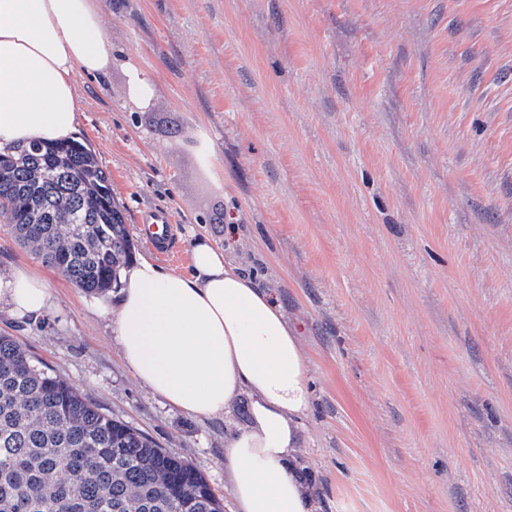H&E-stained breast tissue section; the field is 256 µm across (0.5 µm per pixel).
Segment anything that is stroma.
<instances>
[{
    "mask_svg": "<svg viewBox=\"0 0 512 512\" xmlns=\"http://www.w3.org/2000/svg\"><path fill=\"white\" fill-rule=\"evenodd\" d=\"M112 41L77 74V138L135 244L168 209L269 288L309 359L298 460L317 512H512V0H97ZM136 66L150 103L128 89ZM209 160H202L200 143ZM53 304L11 336L112 417L185 457L233 512L227 413L138 381L90 295L0 223V277Z\"/></svg>",
    "mask_w": 512,
    "mask_h": 512,
    "instance_id": "35a3bbf8",
    "label": "stroma"
}]
</instances>
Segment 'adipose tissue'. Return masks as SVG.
I'll list each match as a JSON object with an SVG mask.
<instances>
[{
    "mask_svg": "<svg viewBox=\"0 0 512 512\" xmlns=\"http://www.w3.org/2000/svg\"><path fill=\"white\" fill-rule=\"evenodd\" d=\"M112 60L95 0H0V149L63 141L78 130L77 73ZM191 272L149 259L122 274L114 333L135 377L185 413L215 417L240 395L250 424L225 445L236 512H314L297 462L311 394L297 332L277 298L197 238ZM46 281L18 269L0 277V303L40 315Z\"/></svg>",
    "mask_w": 512,
    "mask_h": 512,
    "instance_id": "adipose-tissue-1",
    "label": "adipose tissue"
}]
</instances>
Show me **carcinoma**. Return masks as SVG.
Wrapping results in <instances>:
<instances>
[{
    "label": "carcinoma",
    "mask_w": 512,
    "mask_h": 512,
    "mask_svg": "<svg viewBox=\"0 0 512 512\" xmlns=\"http://www.w3.org/2000/svg\"><path fill=\"white\" fill-rule=\"evenodd\" d=\"M0 216L87 293L117 284L134 245L111 178L77 141L0 150ZM0 512H224L190 461L104 412L0 336Z\"/></svg>",
    "instance_id": "1"
}]
</instances>
